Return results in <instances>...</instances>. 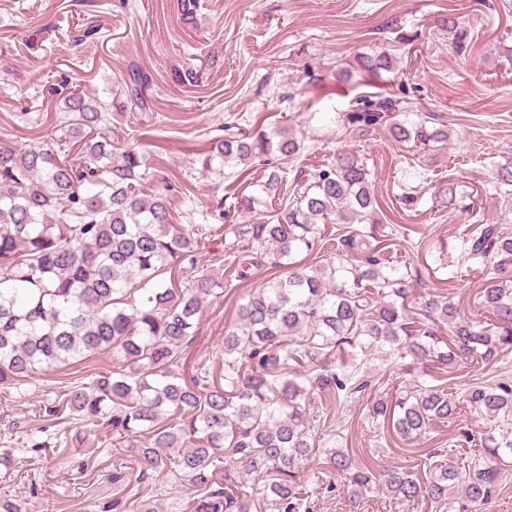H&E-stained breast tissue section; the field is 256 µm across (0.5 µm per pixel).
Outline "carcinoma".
I'll return each instance as SVG.
<instances>
[{
	"instance_id": "obj_1",
	"label": "carcinoma",
	"mask_w": 512,
	"mask_h": 512,
	"mask_svg": "<svg viewBox=\"0 0 512 512\" xmlns=\"http://www.w3.org/2000/svg\"><path fill=\"white\" fill-rule=\"evenodd\" d=\"M193 22L204 0H177ZM448 44L463 54L468 24L437 19ZM397 58L377 48L336 73L347 84L359 75L395 70ZM152 79L127 66L117 88L62 97L64 116L45 119L36 145L0 143V386L19 388L52 365L110 353L112 369L71 387L50 402L48 416L83 430L107 424L112 440L156 473L175 470L195 488L184 512H313L302 471L320 465L315 487L340 482L349 512L383 495L398 507L429 512H478L506 483L489 459L512 456V380L464 385L462 400L448 382L474 366L493 367L512 349V236L500 223L461 237L450 275L489 269L479 299L482 318L461 314L447 295L416 293L409 234L384 233L368 158L340 151L282 192L283 165L301 153L292 129L233 131L226 127L202 152L201 166L217 175L254 163L267 170L255 193L235 197L233 210L271 214L232 229L224 242L229 276L244 280L264 259L281 266L300 253L324 258L273 277L243 298L224 329L217 367L199 364L186 376L183 349L197 336L201 310L224 287L204 264L211 229L202 215L173 223L169 194L142 188L151 154L129 139L156 124ZM349 122L385 128L398 143L424 150L445 146L446 125L396 119L397 100L380 97ZM501 215L512 213V160L497 168ZM471 194L442 184L436 207L470 211ZM336 225L328 235L321 225ZM400 373L387 392L372 393L380 367ZM366 398L380 437L409 446L454 425L463 408L488 421L458 440L476 447L461 462L444 448H426L405 466L357 458L327 422L353 400Z\"/></svg>"
}]
</instances>
